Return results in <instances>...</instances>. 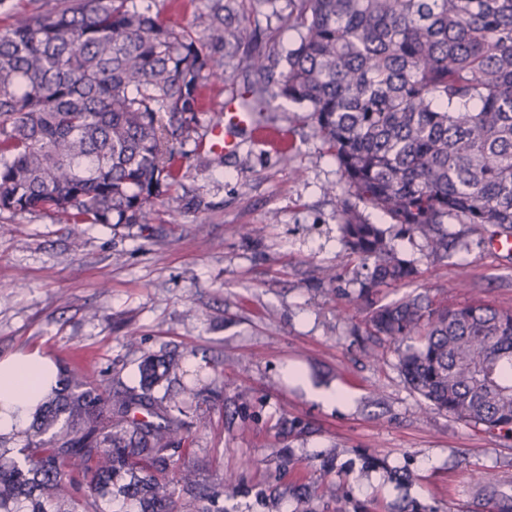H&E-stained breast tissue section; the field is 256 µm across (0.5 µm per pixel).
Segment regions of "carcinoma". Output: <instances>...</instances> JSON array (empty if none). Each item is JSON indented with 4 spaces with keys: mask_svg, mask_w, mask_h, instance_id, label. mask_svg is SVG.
Listing matches in <instances>:
<instances>
[{
    "mask_svg": "<svg viewBox=\"0 0 512 512\" xmlns=\"http://www.w3.org/2000/svg\"><path fill=\"white\" fill-rule=\"evenodd\" d=\"M301 29L278 80L269 52L246 61L245 108L256 124L272 101L309 113L342 174L338 211L360 288L410 282L386 230L359 206L448 250L449 224L512 238V0H255ZM206 41L139 0H79L0 31V213L64 224H151L152 203L181 182L185 161L208 166L198 130L201 90L247 27L207 5ZM194 148L186 149L188 143ZM172 223L201 207L177 196ZM365 333L399 345L401 372L432 410L512 437V309L434 308L422 295L377 307ZM179 369L146 357L138 389L61 371L30 424L0 434V512H105L119 490L142 512H176L169 448L181 406L154 389Z\"/></svg>",
    "mask_w": 512,
    "mask_h": 512,
    "instance_id": "carcinoma-1",
    "label": "carcinoma"
}]
</instances>
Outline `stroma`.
I'll list each match as a JSON object with an SVG mask.
<instances>
[{
	"label": "stroma",
	"instance_id": "1",
	"mask_svg": "<svg viewBox=\"0 0 512 512\" xmlns=\"http://www.w3.org/2000/svg\"><path fill=\"white\" fill-rule=\"evenodd\" d=\"M248 26L279 59L300 39L266 6ZM248 51L214 49L213 113L252 82ZM267 117L222 163L187 168L174 192L203 204L179 223L165 196L147 228L0 214V359L35 352L122 389L138 386L144 357L177 355L155 394L183 409L169 470L208 487L200 512H498L477 481L494 475L512 494V439L426 410L394 345L366 357L364 318L418 294L512 308V253L470 224L449 225L444 255L402 234L417 278L363 294L341 242L336 160L297 105L275 100ZM335 386L348 408L316 399Z\"/></svg>",
	"mask_w": 512,
	"mask_h": 512
}]
</instances>
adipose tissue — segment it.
I'll return each mask as SVG.
<instances>
[{"label":"adipose tissue","instance_id":"ef3b65f1","mask_svg":"<svg viewBox=\"0 0 512 512\" xmlns=\"http://www.w3.org/2000/svg\"><path fill=\"white\" fill-rule=\"evenodd\" d=\"M51 362L35 353L0 361V432L24 429L30 411L50 385Z\"/></svg>","mask_w":512,"mask_h":512}]
</instances>
